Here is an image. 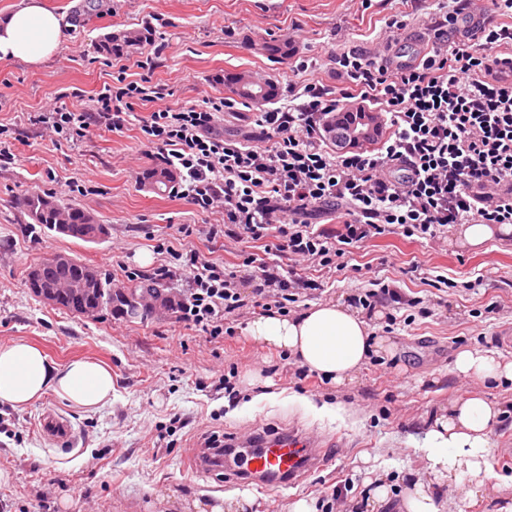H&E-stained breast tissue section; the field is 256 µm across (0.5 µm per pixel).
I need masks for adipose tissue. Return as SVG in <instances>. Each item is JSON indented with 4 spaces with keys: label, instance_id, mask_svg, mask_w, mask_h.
Segmentation results:
<instances>
[{
    "label": "adipose tissue",
    "instance_id": "ef3b65f1",
    "mask_svg": "<svg viewBox=\"0 0 512 512\" xmlns=\"http://www.w3.org/2000/svg\"><path fill=\"white\" fill-rule=\"evenodd\" d=\"M70 27L66 14L47 9L41 0H23L0 20V58L45 64L62 48ZM243 332L256 342L288 350L338 386L353 382L371 350L369 322L339 303L315 305L293 317L261 315L247 322ZM455 367L478 380H512V360L488 350L458 353ZM113 388L111 370L99 362L75 359L60 366L26 342L0 344V404L23 408L51 391L84 410L96 411L111 402ZM498 415L495 403L465 394L448 414L434 419L425 455L436 482L463 469L474 487L484 485L491 476L490 433Z\"/></svg>",
    "mask_w": 512,
    "mask_h": 512
}]
</instances>
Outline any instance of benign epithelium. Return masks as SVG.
I'll return each mask as SVG.
<instances>
[{
    "mask_svg": "<svg viewBox=\"0 0 512 512\" xmlns=\"http://www.w3.org/2000/svg\"><path fill=\"white\" fill-rule=\"evenodd\" d=\"M327 136L332 144L346 150H355L376 139L381 130L380 117L359 106L350 113L348 122H326ZM29 286L35 295L55 307L76 310L86 318H94L100 311L97 299L101 272L88 265L76 263L70 256L53 253L35 265L28 275ZM171 296L166 293L141 295L130 301L127 313L135 318L150 313L168 311Z\"/></svg>",
    "mask_w": 512,
    "mask_h": 512,
    "instance_id": "obj_1",
    "label": "benign epithelium"
}]
</instances>
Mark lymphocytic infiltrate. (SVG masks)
I'll use <instances>...</instances> for the list:
<instances>
[{
	"label": "lymphocytic infiltrate",
	"instance_id": "lymphocytic-infiltrate-1",
	"mask_svg": "<svg viewBox=\"0 0 512 512\" xmlns=\"http://www.w3.org/2000/svg\"><path fill=\"white\" fill-rule=\"evenodd\" d=\"M432 4L431 45L419 59L392 67L368 48H343L332 58L330 85L303 81L317 60L300 56L283 103L245 117L221 96L136 116L135 101H153L155 88L145 77L128 80L117 56L115 82L91 106L59 105L34 121L67 140L93 126L117 133L138 123L156 159L180 175L174 196L224 216L178 225L179 237L262 243V254L235 268L194 251L182 263L191 288L177 320L230 335L250 311L320 298V284L300 265L341 271L351 248L380 236L436 243L458 224L512 223V0H491L476 19L474 0ZM352 99L377 106L383 131L372 146L329 149L324 122ZM229 116L244 119L230 136ZM173 139L184 149L166 154ZM323 215L335 228L315 227ZM243 280L250 292H241Z\"/></svg>",
	"mask_w": 512,
	"mask_h": 512
}]
</instances>
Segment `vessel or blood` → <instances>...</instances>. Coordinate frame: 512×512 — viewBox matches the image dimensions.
<instances>
[{
	"label": "vessel or blood",
	"mask_w": 512,
	"mask_h": 512,
	"mask_svg": "<svg viewBox=\"0 0 512 512\" xmlns=\"http://www.w3.org/2000/svg\"><path fill=\"white\" fill-rule=\"evenodd\" d=\"M39 424L49 444L63 450L73 448L75 431L63 414L45 412ZM236 444L241 451L236 459L225 462V474L248 477L263 488L297 484L312 472L326 467L332 460L324 438L292 428L240 437Z\"/></svg>",
	"instance_id": "b4317fda"
}]
</instances>
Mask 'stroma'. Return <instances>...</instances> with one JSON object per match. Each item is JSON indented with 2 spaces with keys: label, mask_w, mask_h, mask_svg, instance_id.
Listing matches in <instances>:
<instances>
[{
  "label": "stroma",
  "mask_w": 512,
  "mask_h": 512,
  "mask_svg": "<svg viewBox=\"0 0 512 512\" xmlns=\"http://www.w3.org/2000/svg\"><path fill=\"white\" fill-rule=\"evenodd\" d=\"M44 2L72 20L65 45L44 65L0 59V137L14 155L0 162V343L28 341L58 365L79 357L104 362L115 388L111 405L96 412L51 392L22 410L0 405L12 429L0 433V512H196L195 501L242 496L255 498L258 512H291L301 499L315 512H351L357 502L371 501L378 478L387 487L379 512H406L420 485L433 487L441 512H499L512 503V381H479L454 367L465 349L497 350L512 359V237L472 248L455 229L437 244L390 234L355 248L344 271L307 269L324 283L321 303H346L376 277L406 298L422 299L429 310L424 318L413 308L397 309L394 325L377 313L373 352L344 387L317 375L298 380L297 357L239 332L213 338L170 313L91 320L49 306L27 286L30 268L53 253L119 279L122 266L146 271L169 262L156 250L161 243L230 266L254 250L246 242L221 245L202 236L171 240L170 225L218 224L223 216L199 213L171 193L141 185V173L156 162L137 128L93 127L78 141L55 144L29 121V113L58 98L74 92L88 98L111 82L112 58L97 50L104 34L151 25L155 66L142 73L135 62L147 47H132L127 77L148 75L163 105L185 107L223 95L216 78L227 71L286 87L293 78L289 61L254 52L253 41L285 38L323 64L346 39L375 47L390 0H372L368 8L362 0H102L90 21L80 13L81 0ZM32 191L77 203L108 226L107 238L86 243L32 228L15 205ZM439 275L451 287L435 288ZM220 365L238 371L237 405L204 386ZM466 393L484 395L501 412L490 435L492 476L474 508L468 477L434 486L422 451L427 421ZM47 409L71 420L77 434L71 453L40 436L37 420ZM289 426L337 448L327 468L296 485L262 491L198 473L189 461L204 434L246 436ZM44 488L48 497L38 498Z\"/></svg>",
  "instance_id": "1"
}]
</instances>
